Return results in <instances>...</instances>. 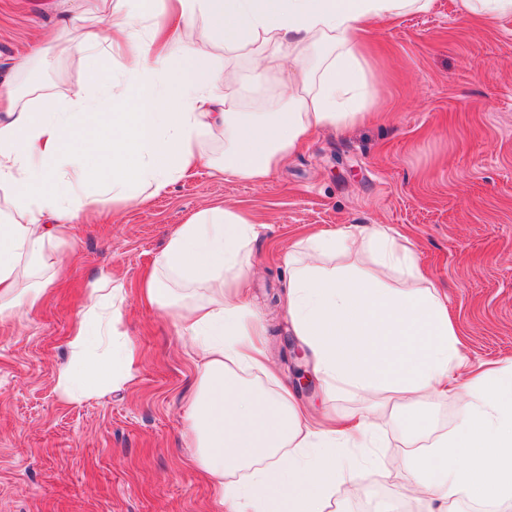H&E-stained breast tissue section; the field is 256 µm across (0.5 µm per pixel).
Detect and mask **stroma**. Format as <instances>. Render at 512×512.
I'll list each match as a JSON object with an SVG mask.
<instances>
[{
    "mask_svg": "<svg viewBox=\"0 0 512 512\" xmlns=\"http://www.w3.org/2000/svg\"><path fill=\"white\" fill-rule=\"evenodd\" d=\"M61 6L0 0V78L13 76L22 101L88 79L84 61L54 42ZM35 46L31 73L12 74ZM370 53L381 117L311 133L263 183L201 166L140 206L109 203L106 186H90L105 221L72 226L68 271L45 304L0 320V512H217L187 416L199 360L171 312L137 294L169 236L207 208L260 223L249 299L274 370L316 414L365 405L326 395L282 304L289 244L320 229L384 224L408 237L448 297L469 363L512 360V16L485 23L464 17L459 0H434L428 12L380 23ZM104 268L127 284L124 329L138 360L127 384L70 403L54 373ZM303 374L311 389L299 386ZM419 451L393 420L374 464L337 485L323 512H355L357 491L374 486L399 498L404 474L391 463Z\"/></svg>",
    "mask_w": 512,
    "mask_h": 512,
    "instance_id": "35a3bbf8",
    "label": "stroma"
}]
</instances>
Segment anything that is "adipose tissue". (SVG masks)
Returning a JSON list of instances; mask_svg holds the SVG:
<instances>
[{"mask_svg": "<svg viewBox=\"0 0 512 512\" xmlns=\"http://www.w3.org/2000/svg\"><path fill=\"white\" fill-rule=\"evenodd\" d=\"M156 0H93L63 14V52L89 61L120 54L126 81L114 86L90 70L98 87L21 102L0 82V318L42 305L59 271L72 224L100 209L85 186L106 182L113 202L139 205L168 192L224 146L215 170L225 179L260 182L317 130H342L369 111L373 68L366 52L376 22L428 11L433 0H167L169 49L153 53L142 28ZM259 44L249 78L278 74L288 96L282 112L238 109L235 71H221L214 49ZM120 110L106 115L104 103ZM256 224L220 207L180 225L140 284L141 298L173 305L182 336L202 365L189 404L196 462L215 478L224 512H320L336 484L362 464L357 451L377 447L403 410L427 449L398 461L407 497L424 512H448L459 495L512 504V364L472 372L460 350L448 298L420 264L413 244L383 224H351L297 240L285 255L284 301L326 391L368 393L356 415L323 424L271 371L254 339L263 335L244 293ZM370 253L393 286L352 263ZM120 276L91 283L74 324L69 360L57 389L77 401L128 382L136 354L126 338ZM456 402L452 431L432 432L423 401Z\"/></svg>", "mask_w": 512, "mask_h": 512, "instance_id": "obj_1", "label": "adipose tissue"}]
</instances>
